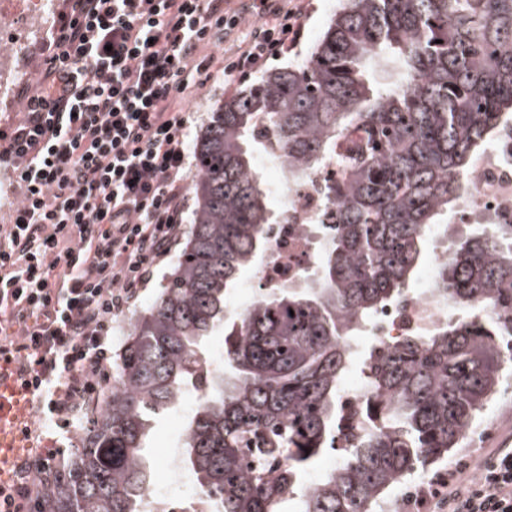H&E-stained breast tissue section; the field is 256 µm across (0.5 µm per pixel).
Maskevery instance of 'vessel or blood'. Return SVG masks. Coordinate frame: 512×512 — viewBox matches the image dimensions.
<instances>
[{
	"label": "vessel or blood",
	"instance_id": "vessel-or-blood-1",
	"mask_svg": "<svg viewBox=\"0 0 512 512\" xmlns=\"http://www.w3.org/2000/svg\"><path fill=\"white\" fill-rule=\"evenodd\" d=\"M32 417V393L22 385L16 362L0 357V483L8 480L29 446L26 432Z\"/></svg>",
	"mask_w": 512,
	"mask_h": 512
}]
</instances>
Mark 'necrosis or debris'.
Segmentation results:
<instances>
[{"label":"necrosis or debris","mask_w":512,"mask_h":512,"mask_svg":"<svg viewBox=\"0 0 512 512\" xmlns=\"http://www.w3.org/2000/svg\"><path fill=\"white\" fill-rule=\"evenodd\" d=\"M58 8L57 0H0V108L11 109L18 85L31 80L32 68L22 58L34 47ZM472 189L460 204L446 231L454 238L466 224H512V125L501 128L493 148L476 157L471 166ZM321 175L297 183L288 176L274 180L283 207L266 233L268 260L243 292L256 301L270 288L294 287L310 280L318 254L313 242L322 229L326 208L318 191ZM452 304L439 298L433 280H425L418 294H405L386 306L364 329L362 339L384 346L406 336H427L447 323ZM338 399L341 425L359 434L372 433L368 410L374 397L366 378L341 385ZM164 479L151 485L144 512H173L175 499L193 505V512H209L207 496L196 486H186L175 451L161 460Z\"/></svg>","instance_id":"necrosis-or-debris-1"}]
</instances>
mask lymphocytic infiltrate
Listing matches in <instances>:
<instances>
[{"instance_id":"1","label":"lymphocytic infiltrate","mask_w":512,"mask_h":512,"mask_svg":"<svg viewBox=\"0 0 512 512\" xmlns=\"http://www.w3.org/2000/svg\"><path fill=\"white\" fill-rule=\"evenodd\" d=\"M307 0H71L24 112L0 134V167L20 199L0 225V347L16 351L43 422L68 430L111 377L112 320L169 253L187 208L195 120L180 96L214 78L202 48L224 53L228 85L295 47ZM59 452L23 460L0 512H31ZM412 512H512V448L466 460L404 499Z\"/></svg>"}]
</instances>
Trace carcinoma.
Here are the masks:
<instances>
[{
  "mask_svg": "<svg viewBox=\"0 0 512 512\" xmlns=\"http://www.w3.org/2000/svg\"><path fill=\"white\" fill-rule=\"evenodd\" d=\"M383 58L398 83L372 81ZM509 123L512 0H340L304 62L213 112L195 148L186 244L38 512H141L154 419L199 389L219 329L224 368L210 373L179 456L211 512H281L288 501L296 512H373L390 487L459 447L512 366V224L455 244L435 290L463 315L370 352L381 422L318 488L305 485L340 424L349 342L405 293L431 224L470 192L474 158ZM260 151L296 182L323 174L318 287L272 288L227 320L225 297L276 221ZM487 307L495 316L479 317Z\"/></svg>",
  "mask_w": 512,
  "mask_h": 512,
  "instance_id": "1",
  "label": "carcinoma"
}]
</instances>
